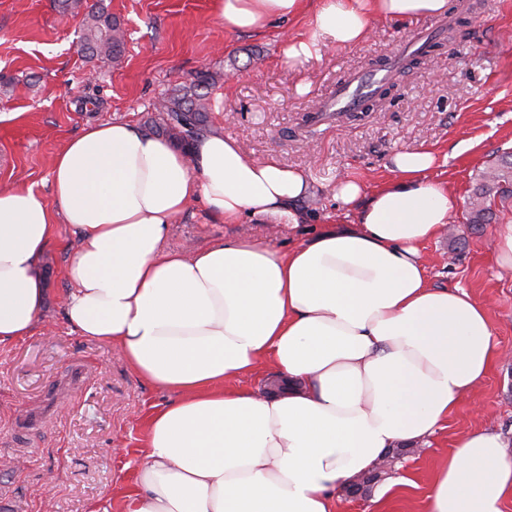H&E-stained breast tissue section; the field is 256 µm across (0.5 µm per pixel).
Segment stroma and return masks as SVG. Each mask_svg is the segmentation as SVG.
I'll use <instances>...</instances> for the list:
<instances>
[{
	"mask_svg": "<svg viewBox=\"0 0 512 512\" xmlns=\"http://www.w3.org/2000/svg\"><path fill=\"white\" fill-rule=\"evenodd\" d=\"M126 33L117 63L80 49L84 15H60L57 0H0V189L32 188L51 199L57 152L92 123L125 120L164 135L154 105L190 74L217 73L215 106L203 131L236 138L248 157L304 173L300 207L311 226L346 224L333 198L338 179L374 191L393 177L392 155L428 149L444 156L434 176L468 200L482 172L512 150V0H448L458 26L450 38L391 83L381 107L313 116L312 100L336 81L380 65L408 41L418 20L374 18L360 44L291 65L283 37L309 19L275 22L261 35L227 34L211 0H102ZM479 229L458 210L426 243L430 281L461 287L487 308L499 358L427 443L401 456L382 480L380 501L336 493V512H425L433 477L456 442L475 428L501 434L512 450V274L500 270L497 225L512 224V201ZM231 237L291 248L293 233L245 220L227 224L191 205L172 224L179 249ZM75 249L61 231L42 259L49 292L41 330L0 347V501L10 512H116L133 489L147 422L173 393L142 380L110 347L65 320V265Z\"/></svg>",
	"mask_w": 512,
	"mask_h": 512,
	"instance_id": "obj_1",
	"label": "stroma"
}]
</instances>
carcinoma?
I'll use <instances>...</instances> for the list:
<instances>
[{
  "instance_id": "obj_1",
  "label": "carcinoma",
  "mask_w": 512,
  "mask_h": 512,
  "mask_svg": "<svg viewBox=\"0 0 512 512\" xmlns=\"http://www.w3.org/2000/svg\"><path fill=\"white\" fill-rule=\"evenodd\" d=\"M61 13L85 9L81 47L93 57L120 61L124 52L125 37L120 24L105 11L87 5L86 0H59ZM216 84L215 77L199 72L185 81L176 92L163 99L156 111L171 120L166 132L179 143L185 142V128L195 127L204 121L210 111L209 89ZM512 199V152L503 153L490 169L481 174L470 203L466 219L468 224H489L494 218L496 202Z\"/></svg>"
}]
</instances>
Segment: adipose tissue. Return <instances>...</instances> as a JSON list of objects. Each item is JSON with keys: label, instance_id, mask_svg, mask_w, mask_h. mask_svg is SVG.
Masks as SVG:
<instances>
[{"label": "adipose tissue", "instance_id": "obj_1", "mask_svg": "<svg viewBox=\"0 0 512 512\" xmlns=\"http://www.w3.org/2000/svg\"><path fill=\"white\" fill-rule=\"evenodd\" d=\"M306 0H212L225 31L299 16ZM448 0H318L287 62L348 48L372 16L443 14ZM434 152L392 158L373 194L339 180L349 224L305 232L287 251L231 238L167 248L173 221L202 203L225 223L293 230L305 175L248 158L213 131L190 149L127 121L89 126L54 158L52 201L0 191V346L35 333L42 258L66 225V319L113 347L143 380L175 394L151 416L135 489L119 512H334L336 491L390 448L431 436L498 357L485 305L430 284L423 245L460 198L432 176ZM273 365L279 393L244 376ZM475 429L435 473L425 512H503L512 459Z\"/></svg>", "mask_w": 512, "mask_h": 512}]
</instances>
